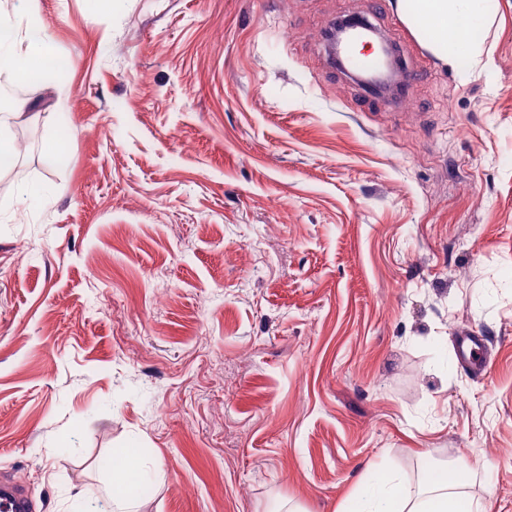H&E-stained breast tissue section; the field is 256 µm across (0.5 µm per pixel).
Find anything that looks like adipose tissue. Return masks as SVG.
<instances>
[{"instance_id":"obj_1","label":"adipose tissue","mask_w":512,"mask_h":512,"mask_svg":"<svg viewBox=\"0 0 512 512\" xmlns=\"http://www.w3.org/2000/svg\"><path fill=\"white\" fill-rule=\"evenodd\" d=\"M16 14L0 13V69L19 84L42 80L70 67L41 24L42 0H22ZM417 34L444 63L462 68L482 64L485 35L494 17L490 0H396ZM469 469L439 466L418 481L390 469L367 471L338 512H483L468 490Z\"/></svg>"}]
</instances>
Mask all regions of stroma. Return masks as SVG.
<instances>
[{
    "label": "stroma",
    "mask_w": 512,
    "mask_h": 512,
    "mask_svg": "<svg viewBox=\"0 0 512 512\" xmlns=\"http://www.w3.org/2000/svg\"><path fill=\"white\" fill-rule=\"evenodd\" d=\"M394 2L43 0L72 65L0 173V475L37 512H112L127 448L141 512H337L460 461L512 512V0L468 72ZM345 15L408 96L331 66ZM377 53L381 57L382 66L373 78L363 79L362 84L371 92L388 88L400 70V61L395 47L382 37H378ZM145 475H150V469L142 462L139 455L131 449H126L121 455L112 460V511L139 512L136 499L128 494L114 495V482L129 488ZM151 477L146 476L138 483V490L147 493L151 488Z\"/></svg>",
    "instance_id": "35a3bbf8"
}]
</instances>
